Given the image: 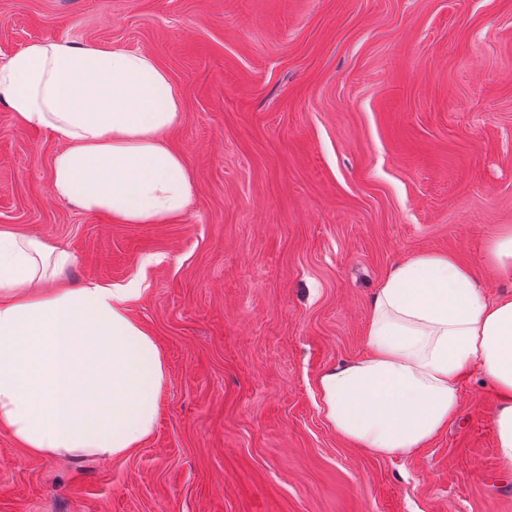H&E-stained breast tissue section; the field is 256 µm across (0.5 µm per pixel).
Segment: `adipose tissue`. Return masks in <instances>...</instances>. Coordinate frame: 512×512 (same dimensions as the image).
Here are the masks:
<instances>
[{
  "label": "adipose tissue",
  "instance_id": "1",
  "mask_svg": "<svg viewBox=\"0 0 512 512\" xmlns=\"http://www.w3.org/2000/svg\"><path fill=\"white\" fill-rule=\"evenodd\" d=\"M0 100L23 127L64 142L50 191L121 224L184 213L193 180L165 139L178 89L149 54L67 39L34 41L0 65ZM72 255L0 227V429L37 457L129 456L153 433L167 370L132 316L136 285L73 287ZM364 356L322 372L320 408L337 435L407 456L458 416L471 371L492 382L500 458L512 464V293L487 298L454 256L421 252L376 289Z\"/></svg>",
  "mask_w": 512,
  "mask_h": 512
}]
</instances>
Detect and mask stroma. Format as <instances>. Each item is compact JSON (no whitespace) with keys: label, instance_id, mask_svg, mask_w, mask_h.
Listing matches in <instances>:
<instances>
[{"label":"stroma","instance_id":"35a3bbf8","mask_svg":"<svg viewBox=\"0 0 512 512\" xmlns=\"http://www.w3.org/2000/svg\"><path fill=\"white\" fill-rule=\"evenodd\" d=\"M54 39L167 69L195 191L167 224L84 212L49 189L60 138L0 102V227L66 248L72 285L140 282L168 372L127 457L0 432V512H512L481 373L404 457L337 436L314 391L365 354L375 290L415 254L512 292L487 260L512 229V0H0V63Z\"/></svg>","mask_w":512,"mask_h":512}]
</instances>
